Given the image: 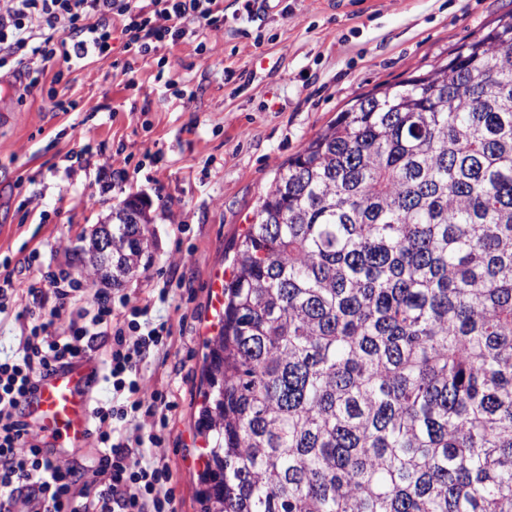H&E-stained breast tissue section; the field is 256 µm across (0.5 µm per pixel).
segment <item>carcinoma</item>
<instances>
[{
	"mask_svg": "<svg viewBox=\"0 0 512 512\" xmlns=\"http://www.w3.org/2000/svg\"><path fill=\"white\" fill-rule=\"evenodd\" d=\"M136 198L117 283L151 261ZM206 338L201 512H512V19L278 170Z\"/></svg>",
	"mask_w": 512,
	"mask_h": 512,
	"instance_id": "1",
	"label": "carcinoma"
}]
</instances>
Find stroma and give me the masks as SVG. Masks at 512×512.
<instances>
[{"mask_svg":"<svg viewBox=\"0 0 512 512\" xmlns=\"http://www.w3.org/2000/svg\"><path fill=\"white\" fill-rule=\"evenodd\" d=\"M261 20L234 18L224 0L222 30L201 28L209 50L186 41L140 63L137 84L113 76L110 56L67 74L55 88L0 83V254L22 264L14 286L40 284L24 266L34 244L42 265L71 267L113 206L140 197L152 218L153 263L113 284L130 304L151 303L168 321L166 357L152 359L145 386L175 408L156 453L171 472L178 512H199L195 406L203 341L215 315L216 273L230 259L278 167L357 96L443 62L456 43L512 14V0H281ZM182 77L193 99L167 91ZM143 162L119 178L125 156Z\"/></svg>","mask_w":512,"mask_h":512,"instance_id":"obj_1","label":"stroma"}]
</instances>
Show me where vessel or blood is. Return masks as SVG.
I'll return each instance as SVG.
<instances>
[{
	"label": "vessel or blood",
	"mask_w": 512,
	"mask_h": 512,
	"mask_svg": "<svg viewBox=\"0 0 512 512\" xmlns=\"http://www.w3.org/2000/svg\"><path fill=\"white\" fill-rule=\"evenodd\" d=\"M99 381L95 360L82 359L43 374L22 404L26 421L41 427L54 450L84 447L90 437L89 397Z\"/></svg>",
	"instance_id": "1"
}]
</instances>
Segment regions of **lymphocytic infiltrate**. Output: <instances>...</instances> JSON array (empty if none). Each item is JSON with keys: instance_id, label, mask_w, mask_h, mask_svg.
Here are the masks:
<instances>
[{"instance_id": "lymphocytic-infiltrate-1", "label": "lymphocytic infiltrate", "mask_w": 512, "mask_h": 512, "mask_svg": "<svg viewBox=\"0 0 512 512\" xmlns=\"http://www.w3.org/2000/svg\"><path fill=\"white\" fill-rule=\"evenodd\" d=\"M203 26L223 28L224 0H0V69L14 66L34 87L48 63L88 51L108 57L117 32L125 59L112 67L131 88L138 62L165 44L190 40L205 54ZM14 274L10 258L0 259V318L20 324L12 355L0 358V512H176L169 470L154 454L164 441L157 420L171 403L143 383L151 354L168 347L170 325L111 289L87 293L62 269L45 268L43 287L22 298ZM62 319L64 332L55 327ZM86 357L111 384L112 401L91 410L90 451L63 466L41 455L19 404L38 376ZM131 428L147 430V440H131ZM87 474L89 492L80 485Z\"/></svg>"}]
</instances>
